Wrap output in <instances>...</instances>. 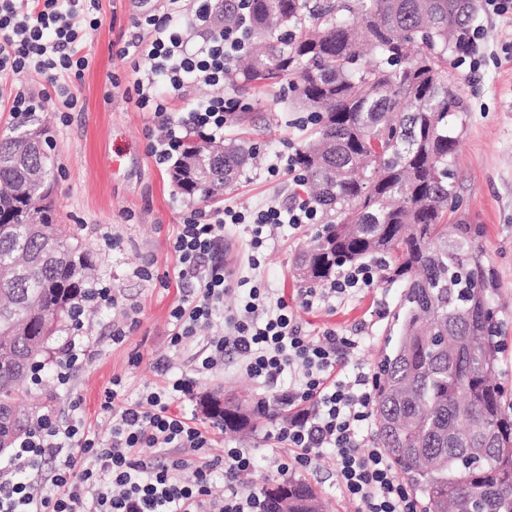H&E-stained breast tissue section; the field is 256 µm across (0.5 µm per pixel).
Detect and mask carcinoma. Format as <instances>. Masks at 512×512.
Instances as JSON below:
<instances>
[{"label":"carcinoma","instance_id":"1","mask_svg":"<svg viewBox=\"0 0 512 512\" xmlns=\"http://www.w3.org/2000/svg\"><path fill=\"white\" fill-rule=\"evenodd\" d=\"M475 0H224L226 33L262 50L225 71L236 91L291 80L316 130L296 154L323 216L299 276L326 282L381 258L402 287L375 394V440L423 512H512V412L498 383L502 325L497 280L483 261L480 224L448 223L459 197L451 166L466 108L448 78L464 51ZM50 128L36 112L0 132V452L31 434L43 394L24 386L94 287L79 240L56 222ZM257 144L188 137L169 177L188 201L224 195ZM213 414L224 431L272 420L264 401ZM288 486V512H320L317 492Z\"/></svg>","mask_w":512,"mask_h":512}]
</instances>
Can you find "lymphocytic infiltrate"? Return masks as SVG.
Instances as JSON below:
<instances>
[{"instance_id":"obj_1","label":"lymphocytic infiltrate","mask_w":512,"mask_h":512,"mask_svg":"<svg viewBox=\"0 0 512 512\" xmlns=\"http://www.w3.org/2000/svg\"><path fill=\"white\" fill-rule=\"evenodd\" d=\"M166 10L139 17L135 34L118 51L121 58L144 63L131 85L111 78L127 102L164 124L167 136L150 151L157 164L176 156L185 132L203 138L223 133L229 113L241 103L224 93V70L247 50L243 35H226L210 25V0H166ZM100 25L89 0H0V76L11 79L12 109L26 112L34 105L27 85L38 76L74 107L76 82L91 61L80 44ZM207 86L208 97L189 110L175 112L173 101L184 99L195 86ZM318 218L309 198L292 194L251 210L227 206L202 214H185L171 246L179 261V280L193 287L171 311L172 347L195 339L210 323L215 304L223 302L229 275L213 253L224 240L228 224L251 227L250 258L259 268L265 247L263 231L272 224L302 226ZM370 265L346 267L328 287L307 289L302 303L310 307L330 299L349 298L375 287ZM355 342L327 329L304 334L284 298L269 299L252 286L240 304L224 316V328L206 339L191 373L148 392L142 404L123 410L106 443L96 442L78 416L61 420L45 416L39 430L22 439L0 467V512H268L264 496L246 488L244 474L255 466L243 448L225 449L220 457L157 458L143 461V448H183L193 451L212 443L183 414L170 413L171 403L191 394L198 379L224 364L227 353L238 354L246 373L269 388L289 375L280 404L294 412L279 432L294 464L309 468L323 452L336 459V481L354 512H417L415 501L384 449L374 439L376 376L365 370L345 374V362ZM79 449L94 455L96 467L77 469L67 456L50 479V488L14 480L19 470L37 471L46 454ZM224 474V494L211 490L215 472Z\"/></svg>"}]
</instances>
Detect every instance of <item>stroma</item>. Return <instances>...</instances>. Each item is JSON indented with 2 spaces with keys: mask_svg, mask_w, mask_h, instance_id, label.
Masks as SVG:
<instances>
[{
  "mask_svg": "<svg viewBox=\"0 0 512 512\" xmlns=\"http://www.w3.org/2000/svg\"><path fill=\"white\" fill-rule=\"evenodd\" d=\"M99 7L101 25L83 43L82 51L93 64L75 89L76 107L66 108L44 81H31L29 87L35 101L46 105L45 118L55 140L59 221L76 231L101 271L102 284L116 297L111 305L92 302L80 332L87 338L88 349L83 363L74 368L69 387L58 386L54 372L60 355H50L43 381L52 398L44 411L62 418L71 401H78L86 428L105 441L122 408L137 404L147 390L161 383L156 361H168L172 374L188 372L195 350L170 345V311L187 291L178 279V258L170 243L191 205L172 185L167 166L156 164L150 155L151 144L165 130L126 103L121 91L109 97L104 94L109 76L131 80L132 71L117 56L115 45L129 39L134 18L156 4L154 0H99ZM473 26L483 33L477 67L457 60L448 66L467 109L456 160L463 206L449 221L484 227L483 250L504 305L500 380L512 399V15L493 18L480 12ZM242 97L248 105L245 117L226 123L224 135L259 141L261 156L242 170L221 201L204 202L206 211L220 204L251 210L274 198H286L294 189L288 175L269 177L266 166L305 143L310 132L306 113L292 107L288 92L279 85L250 89ZM315 230L312 224L274 228L261 266L255 270L249 261V226L226 227L224 263L234 278L251 279L273 296L285 297L307 334L318 336L330 328L357 337L359 345L347 358L349 367L377 368L389 338L397 333L391 314L401 288L381 284L355 298L335 301L330 308L303 307L305 287L295 277V260ZM129 321L135 324L133 331L122 343H113V327ZM116 379L121 382L120 404L104 408L105 393ZM217 390L244 393L256 400L271 395L242 370L238 355L230 354L223 367L200 378L192 394L171 404L170 410L212 429L198 401L200 395ZM278 431V425L260 423L241 434L223 433L211 452L223 454L228 446L248 449L256 465L243 478L247 488L257 490L266 481L289 476L318 488L324 512H353L337 488L331 453H323L311 469L293 467L281 473L288 445L277 441Z\"/></svg>",
  "mask_w": 512,
  "mask_h": 512,
  "instance_id": "35a3bbf8",
  "label": "stroma"
}]
</instances>
